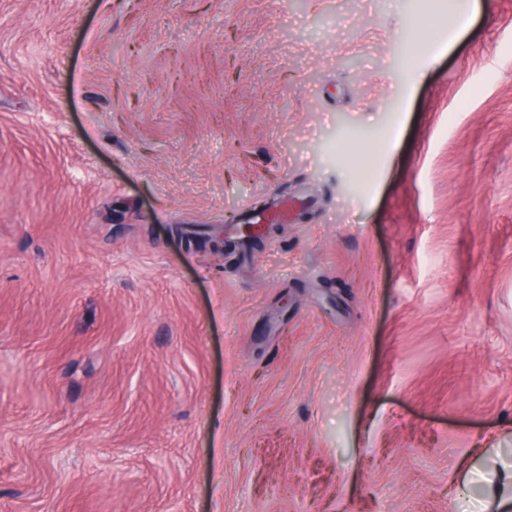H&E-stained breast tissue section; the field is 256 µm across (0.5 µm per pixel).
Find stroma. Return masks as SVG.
<instances>
[{
	"mask_svg": "<svg viewBox=\"0 0 512 512\" xmlns=\"http://www.w3.org/2000/svg\"><path fill=\"white\" fill-rule=\"evenodd\" d=\"M480 3L0 0V512H493L461 475L512 461V0Z\"/></svg>",
	"mask_w": 512,
	"mask_h": 512,
	"instance_id": "1",
	"label": "stroma"
}]
</instances>
